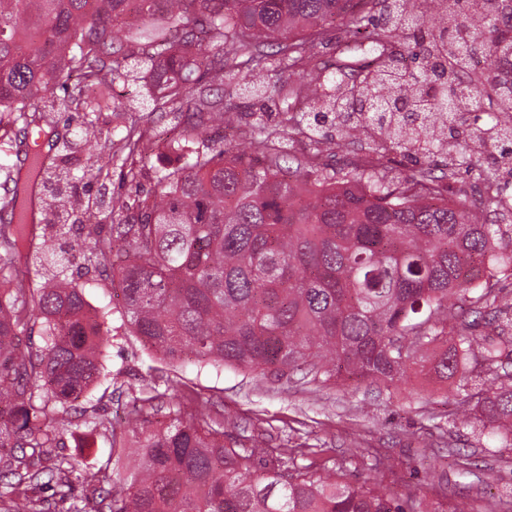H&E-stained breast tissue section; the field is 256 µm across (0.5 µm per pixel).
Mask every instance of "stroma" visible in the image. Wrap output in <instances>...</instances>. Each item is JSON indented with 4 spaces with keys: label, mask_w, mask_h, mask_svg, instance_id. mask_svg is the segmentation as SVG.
Segmentation results:
<instances>
[{
    "label": "stroma",
    "mask_w": 512,
    "mask_h": 512,
    "mask_svg": "<svg viewBox=\"0 0 512 512\" xmlns=\"http://www.w3.org/2000/svg\"><path fill=\"white\" fill-rule=\"evenodd\" d=\"M116 111L98 114L97 139L62 158L56 145L70 140L85 121L83 110H53L51 137L28 134L24 151L50 155L77 171L93 158L106 160L98 180L79 184L84 199L104 200L96 233L74 227L71 237L81 246L104 237L110 225L135 224L140 219L138 198L158 192L167 170L183 165L171 141L187 131L181 113L158 115L141 103L127 78H115L110 88ZM149 131L152 147L137 177H130L121 149L124 126ZM73 277L92 308L107 310L114 336L102 358L103 374L76 404L77 412L62 435L58 453L85 464H102L109 455L112 434L134 442L126 429V414L144 398L164 392L166 377L180 382L175 402L209 407L224 422V442L249 444L251 437L267 438L276 449L305 448L303 464L335 469L352 482H375L400 497H412L428 512L454 504L459 512H474L480 494L512 492V450L488 434L455 426L453 413L462 396L457 380H438L433 372L409 370L399 390L378 391L333 378L315 380L302 373L282 377L243 369L171 365L121 327L120 301L111 271L82 267ZM475 453L480 467L461 474L449 447ZM358 456H348V449Z\"/></svg>",
    "instance_id": "obj_1"
}]
</instances>
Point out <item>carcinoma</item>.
Returning a JSON list of instances; mask_svg holds the SVG:
<instances>
[{
	"label": "carcinoma",
	"mask_w": 512,
	"mask_h": 512,
	"mask_svg": "<svg viewBox=\"0 0 512 512\" xmlns=\"http://www.w3.org/2000/svg\"><path fill=\"white\" fill-rule=\"evenodd\" d=\"M359 6L357 28L385 50L376 67L336 45V61L311 62L309 43L336 15ZM284 40L266 45L272 33ZM512 45L505 0H0V117L44 131L63 76L81 75L61 104L94 114L108 106L104 90L117 76L151 81L144 98L163 112L187 113V136L172 144L184 158L163 174L160 192L139 201L140 222L112 224L83 260L112 267L123 322L170 363L193 360L285 376L306 370L344 374L387 390L409 368H430L446 381L469 382L465 366L494 376L459 402L454 421L487 430L512 448V303L492 288L474 296L478 280L512 272L501 225L482 220L498 204L500 175L512 178V82L499 78L500 44ZM272 68L296 76L287 97L306 110L281 108L282 124L259 120L251 150L206 152L196 136L225 121L230 73L250 78L242 92L272 111ZM496 108L484 128L469 116ZM321 130L339 142H366V165L386 166L390 153L431 161L409 177L361 184L317 163L320 146L297 155L279 149L281 125ZM136 177L149 149L144 131L122 138ZM498 149L480 201L448 202L441 177L475 165ZM13 183L0 198V512H45V487L75 499L71 475L98 500L95 512H419L415 502L374 483L338 482L319 468L256 439L224 444L204 409L177 406L135 451L112 436L111 455L126 460L130 479L114 493L110 462L83 469L52 456L70 424L72 403L101 375L112 344L106 311L89 320L72 281L78 257L50 246L34 257L39 284L27 288L11 267L29 259L28 184L55 187L49 223L93 215L77 197V177L29 156L26 168L1 164ZM455 300L470 319L456 325ZM46 347L20 345L29 324ZM475 512H512V495L481 497Z\"/></svg>",
	"instance_id": "1"
}]
</instances>
